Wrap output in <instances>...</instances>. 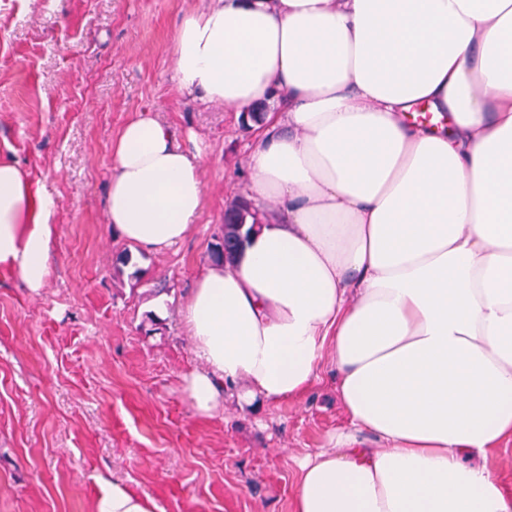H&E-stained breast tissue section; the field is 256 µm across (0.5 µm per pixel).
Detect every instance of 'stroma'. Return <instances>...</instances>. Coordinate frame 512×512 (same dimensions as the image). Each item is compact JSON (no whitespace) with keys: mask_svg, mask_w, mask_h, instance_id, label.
Returning <instances> with one entry per match:
<instances>
[{"mask_svg":"<svg viewBox=\"0 0 512 512\" xmlns=\"http://www.w3.org/2000/svg\"><path fill=\"white\" fill-rule=\"evenodd\" d=\"M208 3L0 0V158L55 201L41 293L0 269V512H92L114 483L153 512H293L298 459L346 423L326 360L303 398L260 410L202 417L183 391L201 363L182 309L258 136L176 87V29ZM141 110L202 156L205 207L161 253L106 214L112 140Z\"/></svg>","mask_w":512,"mask_h":512,"instance_id":"stroma-1","label":"stroma"}]
</instances>
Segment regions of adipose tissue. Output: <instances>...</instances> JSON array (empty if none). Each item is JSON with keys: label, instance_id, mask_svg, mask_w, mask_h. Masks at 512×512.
<instances>
[{"label": "adipose tissue", "instance_id": "ef3b65f1", "mask_svg": "<svg viewBox=\"0 0 512 512\" xmlns=\"http://www.w3.org/2000/svg\"><path fill=\"white\" fill-rule=\"evenodd\" d=\"M179 88L273 109L249 156L264 213L182 312L197 413L301 398L322 356L349 418L298 464L294 512H512V0H211L174 37ZM109 224L188 237L201 157L141 111L112 141ZM52 196L0 161V267L44 288ZM502 447L489 455L488 462L498 473L504 489L512 494V441Z\"/></svg>", "mask_w": 512, "mask_h": 512}]
</instances>
